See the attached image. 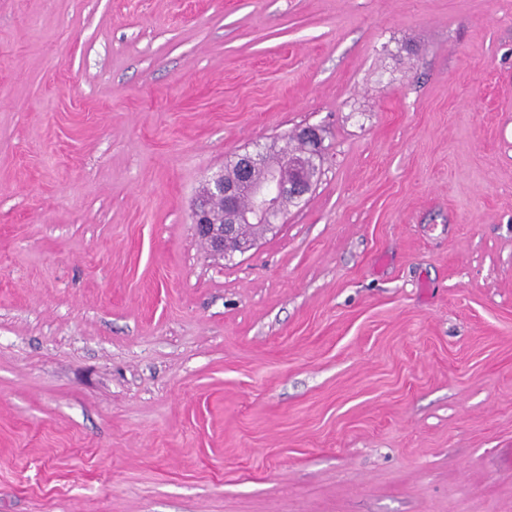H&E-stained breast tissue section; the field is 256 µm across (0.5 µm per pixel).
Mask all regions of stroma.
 <instances>
[{
  "label": "stroma",
  "mask_w": 512,
  "mask_h": 512,
  "mask_svg": "<svg viewBox=\"0 0 512 512\" xmlns=\"http://www.w3.org/2000/svg\"><path fill=\"white\" fill-rule=\"evenodd\" d=\"M0 512H512V0H0ZM294 139H302L308 146L307 155L288 157L282 161L292 171L288 180V168L278 174L277 155L269 145L255 150H244L235 155L229 171L209 178L197 194L192 205L193 224L199 238L215 254L244 253L255 245V238L239 234L240 224H256L272 229L286 210V204L304 197L312 188L314 167L322 155V129L306 125L295 129ZM275 154V155H274ZM274 155V156H273ZM247 195L251 200L243 205ZM248 198L245 204L250 202ZM297 199L290 205H298Z\"/></svg>",
  "instance_id": "1"
}]
</instances>
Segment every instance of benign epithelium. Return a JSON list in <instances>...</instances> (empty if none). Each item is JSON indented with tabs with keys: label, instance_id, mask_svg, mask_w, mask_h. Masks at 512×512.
<instances>
[{
	"label": "benign epithelium",
	"instance_id": "benign-epithelium-1",
	"mask_svg": "<svg viewBox=\"0 0 512 512\" xmlns=\"http://www.w3.org/2000/svg\"><path fill=\"white\" fill-rule=\"evenodd\" d=\"M292 137L303 140L309 152L283 160L292 171L289 180L280 178L275 150L265 146L235 155L227 173L206 181L193 201L192 214L197 235L212 252L224 256L250 250L255 239L242 237L239 225L272 229L287 203L309 193L322 155V129L306 125L294 130ZM246 196L251 200L248 206L243 205Z\"/></svg>",
	"mask_w": 512,
	"mask_h": 512
}]
</instances>
